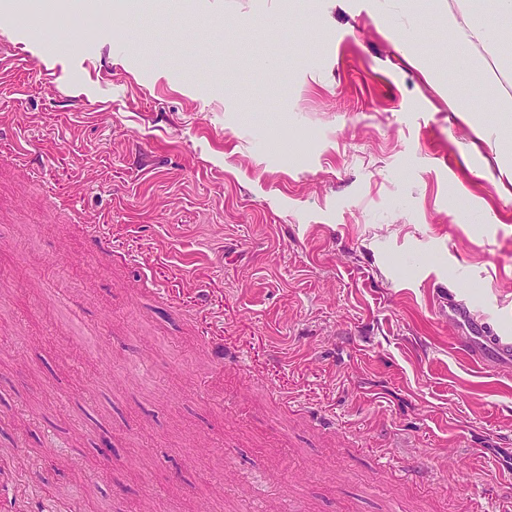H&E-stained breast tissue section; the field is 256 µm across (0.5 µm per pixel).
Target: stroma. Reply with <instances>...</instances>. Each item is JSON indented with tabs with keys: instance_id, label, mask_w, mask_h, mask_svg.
<instances>
[{
	"instance_id": "obj_1",
	"label": "stroma",
	"mask_w": 512,
	"mask_h": 512,
	"mask_svg": "<svg viewBox=\"0 0 512 512\" xmlns=\"http://www.w3.org/2000/svg\"><path fill=\"white\" fill-rule=\"evenodd\" d=\"M9 2L0 449L21 454L17 496L512 512V362L476 365L470 326L448 325L464 306L512 334V118L493 106L512 47L478 37L493 0ZM18 137L41 177L11 158ZM414 456L431 481L407 479Z\"/></svg>"
}]
</instances>
